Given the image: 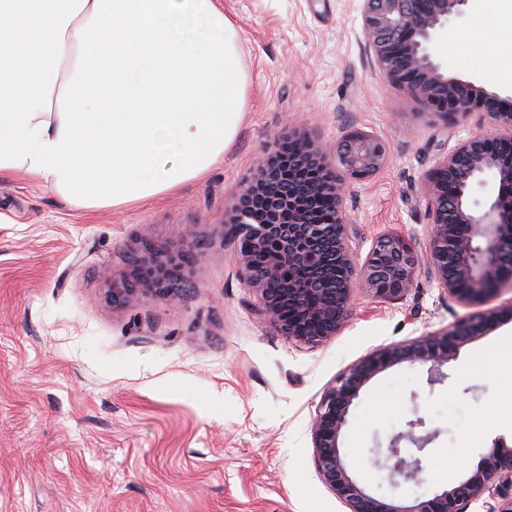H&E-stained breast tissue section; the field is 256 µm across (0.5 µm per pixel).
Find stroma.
<instances>
[{
  "mask_svg": "<svg viewBox=\"0 0 512 512\" xmlns=\"http://www.w3.org/2000/svg\"><path fill=\"white\" fill-rule=\"evenodd\" d=\"M238 30L245 116L203 178L161 198L78 208L25 174H0V512H346L320 481L310 424L347 368L372 351L481 312L448 298L427 267L399 301L357 287L342 328L309 346L276 333L242 281L227 234L233 197L283 134L331 146L360 129L387 160L348 176L343 206L358 259L382 235L428 247L429 175L471 134L383 79L365 48L359 0H222ZM471 7L431 45L448 76L501 97L485 70L512 55V17L476 33ZM193 242L166 300L112 306L104 271L146 244ZM444 382L400 363L361 390L341 431L344 462L377 497L405 505L452 488L512 411V322L462 345ZM440 429L421 483L392 486L374 450L414 416Z\"/></svg>",
  "mask_w": 512,
  "mask_h": 512,
  "instance_id": "obj_1",
  "label": "stroma"
}]
</instances>
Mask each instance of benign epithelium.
<instances>
[{"instance_id": "7a95c632", "label": "benign epithelium", "mask_w": 512, "mask_h": 512, "mask_svg": "<svg viewBox=\"0 0 512 512\" xmlns=\"http://www.w3.org/2000/svg\"><path fill=\"white\" fill-rule=\"evenodd\" d=\"M361 28L366 49L380 74L391 84L405 86L429 110L462 118L485 112L491 135L475 134L439 160L431 172L428 203L431 232L427 248L429 270L449 298L483 302L512 285V164L500 157L512 153V108H502L497 93L471 81L445 75L434 62L430 45L448 16L462 13L469 0H360ZM290 159L314 168L319 178L308 184L278 183L282 161ZM386 161V148L376 137L354 130L328 150L306 137L283 139L266 159L256 181L241 189L232 206L228 232L237 243L243 279L256 296L269 324L285 338L317 345L341 329L353 298V276L361 273L367 289L387 300H401L412 288L419 267L416 251L404 239L383 235L361 269L349 244L343 211V173L366 175ZM496 171L501 194L480 215L468 206L470 186ZM322 197L336 202L326 224L309 221L311 205ZM273 242L278 261L259 266L255 251ZM330 245L335 264L345 276L328 288L315 290L304 282L283 277L286 266L318 261L316 245ZM197 263L194 250L172 253L152 244L129 272L105 273L114 306L134 301L166 299L173 294L184 267ZM320 292L314 305L309 295ZM502 320H512V303L490 308L457 321L438 335H425L405 345L380 348L352 364L325 396L310 435L321 482L348 508V512H469L484 496L498 498L487 512H512V443L500 438L494 450L456 486L414 505L378 499L349 473L341 456L339 438L361 389L376 374L403 362L432 363L439 369L456 349ZM439 436L426 428L423 417L406 422L385 448L386 479L394 484L416 482L424 473L422 453Z\"/></svg>"}]
</instances>
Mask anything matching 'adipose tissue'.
I'll use <instances>...</instances> for the list:
<instances>
[{"mask_svg": "<svg viewBox=\"0 0 512 512\" xmlns=\"http://www.w3.org/2000/svg\"><path fill=\"white\" fill-rule=\"evenodd\" d=\"M220 0H0V172L81 208L199 178L244 119Z\"/></svg>", "mask_w": 512, "mask_h": 512, "instance_id": "1", "label": "adipose tissue"}]
</instances>
